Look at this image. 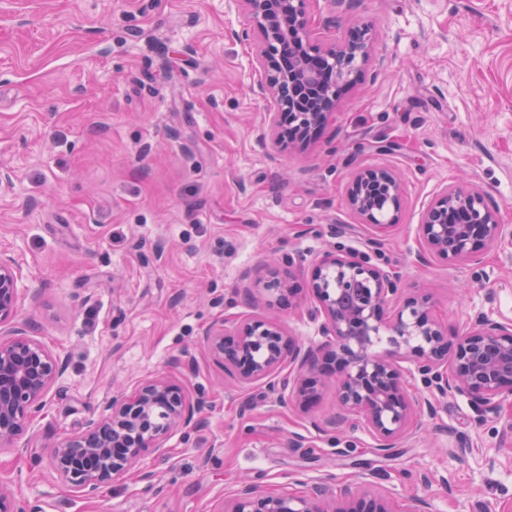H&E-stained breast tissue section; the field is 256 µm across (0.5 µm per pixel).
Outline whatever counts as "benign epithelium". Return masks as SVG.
<instances>
[{
	"mask_svg": "<svg viewBox=\"0 0 512 512\" xmlns=\"http://www.w3.org/2000/svg\"><path fill=\"white\" fill-rule=\"evenodd\" d=\"M249 27L231 36L254 34V68L263 73L257 92L272 99L261 138L290 146L303 143L321 127L336 105V91L358 79L356 63L375 53L372 38L340 42L314 36L308 0H240ZM402 187L396 172L386 168L356 172L347 187L349 208L377 230L378 216L400 208ZM507 225L484 194L467 184L445 188L428 206L420 236L423 249L450 265L478 266L485 251L506 237ZM309 288L316 299L310 316L320 321L325 341L304 347L270 318H249L230 330L212 324L202 342L224 376L238 383L262 381L279 402L306 406L328 378H336V399L348 414L360 418L387 452L435 406L420 403L402 380L400 360L408 359L433 395H461L480 415L495 412L512 396V324L485 314L475 317L461 336L448 337L427 294L402 296L398 279L353 251L325 253L311 267ZM275 302L291 301L297 289L271 272L262 288ZM21 275L14 260L0 254V325L18 316ZM387 331L390 349L374 346ZM67 359L18 328L0 336V445L27 430L46 405L51 387L64 375ZM296 372L294 378L283 371ZM291 395H285L287 388ZM203 406L181 384L165 376L143 379L131 394L112 397L104 412L85 429L52 448L50 462L75 491L94 496L124 474L148 451L161 447L179 428H196ZM0 512H40L0 490ZM223 512H398L381 495L351 493L330 501L321 487L303 495L271 494L244 483Z\"/></svg>",
	"mask_w": 512,
	"mask_h": 512,
	"instance_id": "1",
	"label": "benign epithelium"
}]
</instances>
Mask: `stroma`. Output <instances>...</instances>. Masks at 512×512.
<instances>
[{
  "mask_svg": "<svg viewBox=\"0 0 512 512\" xmlns=\"http://www.w3.org/2000/svg\"><path fill=\"white\" fill-rule=\"evenodd\" d=\"M308 9L317 23L336 16L331 39L369 29L378 56L291 148L258 138L275 104L254 91L253 43L229 36L247 26L240 0H0V167L15 174L0 193V254L25 285L0 334L32 324L69 359L42 415L0 447V484L17 498L43 512H222L249 477L277 494L372 489L401 510L512 501V399L480 425L466 398L441 399L383 453L341 421L333 388L309 407L279 403L264 383L226 379L201 342L211 324L274 316L321 343L307 282L338 248L429 293L449 334L480 313L512 321V236L476 269L424 253L419 235L427 206L461 180L512 225V0ZM375 167L403 186L381 233L346 204L350 174ZM274 266L300 289L293 308L246 303ZM152 375L202 401L204 426L173 431L97 496L70 488L50 449Z\"/></svg>",
  "mask_w": 512,
  "mask_h": 512,
  "instance_id": "obj_1",
  "label": "stroma"
}]
</instances>
